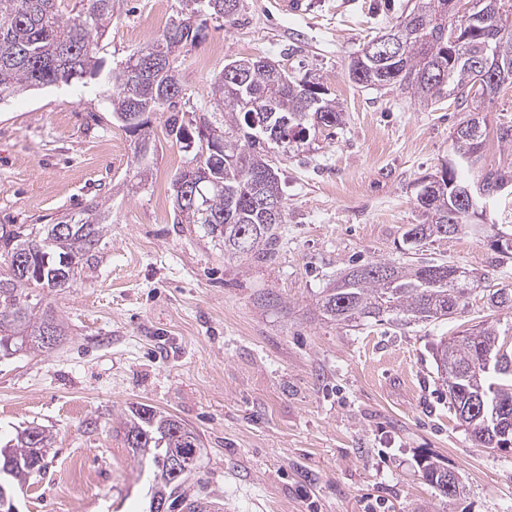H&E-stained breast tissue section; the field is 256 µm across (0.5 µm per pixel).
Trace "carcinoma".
Segmentation results:
<instances>
[{"mask_svg": "<svg viewBox=\"0 0 512 512\" xmlns=\"http://www.w3.org/2000/svg\"><path fill=\"white\" fill-rule=\"evenodd\" d=\"M61 0H0V97L43 87L85 83L100 76V45L112 24L114 0H80V8L64 16ZM449 0H412L403 21L396 25L401 40L398 57L369 56L362 52L352 61L351 79L363 87L392 86L420 102L437 103L454 97L455 103L495 96L512 84V30L499 34L493 13L505 14V0H469L467 16L453 22ZM240 0H179L178 15L162 33L145 46L162 56L152 82L145 84L133 69L134 57L108 76V101L119 117L139 112L143 124L148 115L175 106L182 90L175 65L197 38L190 25L195 14H238ZM245 74L244 85L219 72L213 82L216 111L210 114L207 135L200 136L191 121L178 112L167 118L169 134L186 148H194L192 161L205 166L212 181L201 185L203 195L194 207L177 206V223L194 224L233 259L252 257L273 262L278 254L285 214L274 217L250 198L249 183L265 179L267 195L283 198V189L270 152L278 142L297 151L319 132L315 115L322 110V128L339 129L343 110L329 97L321 76H283L265 57L236 60ZM467 136L454 135L449 161L452 186L440 191L423 179L417 204L423 216L436 224L453 220L467 223L459 207L461 188L486 179L499 189L512 176L495 169L475 173L471 161H480L486 129L474 119ZM110 214L85 208L65 217L71 230L59 236L54 224L0 225V346L37 351L44 348V330L56 324L44 297L48 292L71 288L93 259L103 225ZM425 221L410 224L403 240L418 249ZM30 253L33 269L24 274L15 259ZM453 265L419 261L401 265L376 259L354 265L339 280L321 291L322 316L340 324L357 321H441L466 307L468 288L450 278ZM70 280L57 281L61 270ZM482 297L491 313L512 311V288L488 284ZM439 378L448 390L450 408L459 425L470 430L473 441L494 449L512 443V344L493 318H487L457 336L442 337L433 347ZM124 447L133 451L142 466L153 471L150 496H166L167 509L175 507L191 470L179 476L167 468L169 454L199 457L198 435L172 415L140 405L120 420ZM50 437L36 427L18 432L12 443L0 448V482L7 496L23 488L30 475L41 469L42 454ZM423 477L439 495L450 498L460 492L456 475L447 468L424 461Z\"/></svg>", "mask_w": 512, "mask_h": 512, "instance_id": "1", "label": "carcinoma"}]
</instances>
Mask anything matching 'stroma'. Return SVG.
<instances>
[{"label": "stroma", "mask_w": 512, "mask_h": 512, "mask_svg": "<svg viewBox=\"0 0 512 512\" xmlns=\"http://www.w3.org/2000/svg\"><path fill=\"white\" fill-rule=\"evenodd\" d=\"M406 2L311 0L308 14L287 16L275 0H241L232 20L192 18L198 39L175 68L187 117L214 111L216 74L243 56L322 75L345 113L332 136L275 156L286 222L271 263L226 260L178 223L173 180L191 156L158 112L149 177L137 181L135 139L112 116L106 79L0 100V225L112 208L77 286L47 297L64 328L57 346L0 356V445L27 427L53 437L17 512H142L152 476L117 431L140 404L199 434L188 499L223 512H512V450L473 442L432 357L440 337L483 317L480 290L440 322L347 326L318 309L356 260L445 259L512 287V258L476 232L402 250L404 227L423 221L417 184L448 160L457 124L476 112L489 130L512 125V85L460 107L350 81L351 60ZM177 10V0H115L105 70ZM426 456L459 477L456 497L425 481Z\"/></svg>", "instance_id": "1"}]
</instances>
